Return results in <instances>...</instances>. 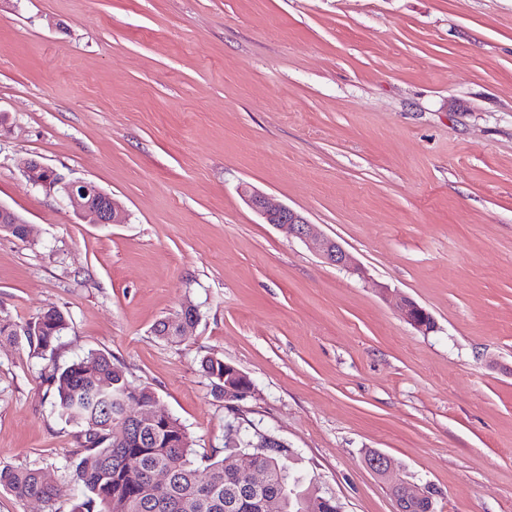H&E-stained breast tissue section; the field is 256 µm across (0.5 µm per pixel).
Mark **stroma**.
<instances>
[{
  "label": "stroma",
  "mask_w": 512,
  "mask_h": 512,
  "mask_svg": "<svg viewBox=\"0 0 512 512\" xmlns=\"http://www.w3.org/2000/svg\"><path fill=\"white\" fill-rule=\"evenodd\" d=\"M32 159L124 222L85 223ZM244 185L362 275L263 223ZM0 203L32 229L0 231V317L60 310L56 362L111 354L197 455L224 453L217 356L343 512H397L395 479L435 512H512V0H0ZM189 304L191 336L155 335ZM46 365L0 338V461L61 482L83 450ZM241 190L248 205L263 219L264 223L286 231L288 236L300 239L327 263L349 273L362 275V269L353 263L343 246L335 239L318 233L314 228L315 225L300 212L273 202L267 194L249 186ZM383 292L394 299L396 307L400 313V315L411 325H413L416 329L420 331L427 332L425 326L420 323L419 317L421 315L427 316L429 315L427 311L418 305L415 301H413L408 296L391 291L387 287L381 286ZM200 363L201 369L210 380L211 385L213 382L220 383L221 380L224 381L221 393L217 391L219 397L224 398L225 401L234 398L238 392L237 385L231 381H225L224 374H227L229 378L234 375L233 367H237L231 363L225 362L224 359L219 357H203ZM224 363L227 365L225 366ZM391 489L398 490L400 494L399 498H401V503L403 504L432 501L433 493L429 490V488L411 487L407 482L403 480L394 482L391 485Z\"/></svg>",
  "instance_id": "1"
}]
</instances>
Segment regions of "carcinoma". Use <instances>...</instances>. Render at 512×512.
I'll return each mask as SVG.
<instances>
[{
  "label": "carcinoma",
  "instance_id": "1",
  "mask_svg": "<svg viewBox=\"0 0 512 512\" xmlns=\"http://www.w3.org/2000/svg\"><path fill=\"white\" fill-rule=\"evenodd\" d=\"M66 317L48 309L19 325L0 319V337L22 340L33 351L54 355ZM201 369L210 382L234 375L233 364L219 357H205ZM53 388L52 410L57 417L79 427L76 439L84 448L71 464L72 481L83 487L84 497L73 512H307L306 504L321 497L313 483H306L290 466L287 444L269 443L265 432L236 415L226 422L224 455L207 456L199 466L186 427L176 418L140 424L135 405L150 399L151 389L131 384L121 366L102 352H89L69 363L53 364L45 377ZM261 452L260 464L270 474L259 491H245V479L231 466L238 453ZM135 456L139 466L126 459ZM210 476L204 492L198 471ZM170 473L164 485H154L150 475ZM0 489L19 498H39L47 512H56L66 486L45 480L41 468L17 467L0 462Z\"/></svg>",
  "mask_w": 512,
  "mask_h": 512
}]
</instances>
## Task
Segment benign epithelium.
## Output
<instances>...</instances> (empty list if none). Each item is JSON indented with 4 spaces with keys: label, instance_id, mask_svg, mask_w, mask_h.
Instances as JSON below:
<instances>
[{
    "label": "benign epithelium",
    "instance_id": "1",
    "mask_svg": "<svg viewBox=\"0 0 512 512\" xmlns=\"http://www.w3.org/2000/svg\"><path fill=\"white\" fill-rule=\"evenodd\" d=\"M26 175L32 183L46 187L59 186L63 189L69 204L74 211L91 224H120L123 222V212L116 201L105 191L91 182H67L56 171L44 166L37 160H31L26 167ZM246 202L266 224H270L288 235L300 239L311 251L323 258L327 263L353 274L362 273L355 265L351 256L335 239L318 233L314 225L297 210L275 203L271 198L249 186L242 188ZM383 292L394 299L400 315L416 329L426 331L419 317L427 315V311L408 296L383 288ZM198 321L196 307L188 305L173 319L167 320L168 326L177 328L181 335H187L192 325ZM365 464L380 476H387L393 470L392 460L379 451L374 452ZM235 466L239 472L248 477L249 488L256 489L265 485L266 471L258 465L250 455H239L235 458ZM398 490L402 503L412 504L432 500V492L424 487H412L407 482L399 480L391 485Z\"/></svg>",
    "mask_w": 512,
    "mask_h": 512
}]
</instances>
